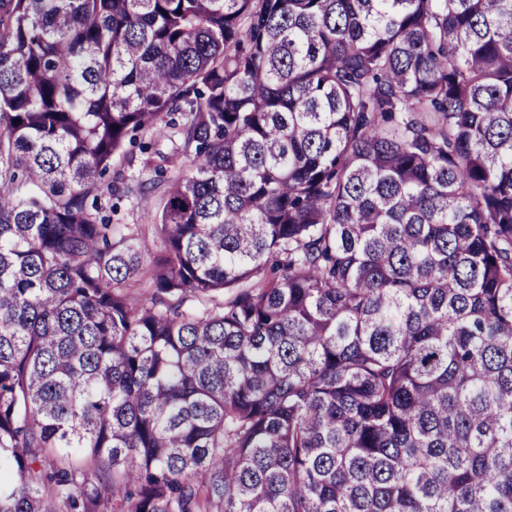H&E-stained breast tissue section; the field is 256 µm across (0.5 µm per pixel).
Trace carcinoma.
Here are the masks:
<instances>
[{"label":"carcinoma","instance_id":"carcinoma-1","mask_svg":"<svg viewBox=\"0 0 512 512\" xmlns=\"http://www.w3.org/2000/svg\"><path fill=\"white\" fill-rule=\"evenodd\" d=\"M0 512H512V0H0ZM146 155L141 154L135 149L134 161L131 166L123 164L115 165L112 171L104 177V187L102 189V195L100 196V204L107 210L111 207L112 203L116 202L115 198L112 197L110 190L107 189V184L113 187V185H119L122 177L129 178V176H138L139 174L147 179H155V189L144 195L138 197H123L122 201L119 202V212L117 215L112 216V222H118L119 224H142V230H145L147 236H152V228L149 224H155V215L161 209L163 203V193L167 188V181L173 176V170L168 168V171L163 177H158L152 171V169H146L142 171L141 160Z\"/></svg>","mask_w":512,"mask_h":512}]
</instances>
